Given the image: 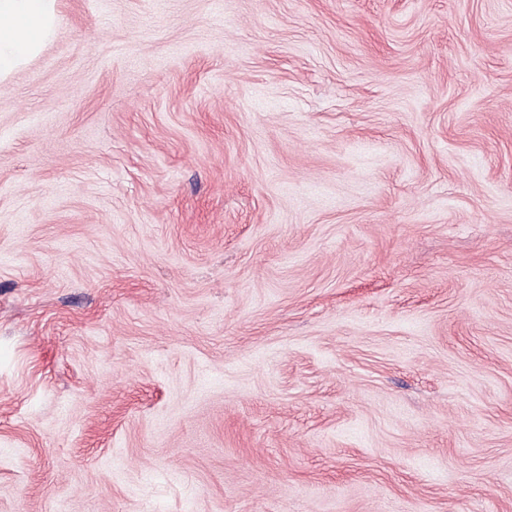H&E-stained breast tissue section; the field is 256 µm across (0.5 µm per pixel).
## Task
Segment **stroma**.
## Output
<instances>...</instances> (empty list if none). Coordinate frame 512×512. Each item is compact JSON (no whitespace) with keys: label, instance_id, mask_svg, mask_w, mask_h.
Returning <instances> with one entry per match:
<instances>
[{"label":"stroma","instance_id":"obj_1","mask_svg":"<svg viewBox=\"0 0 512 512\" xmlns=\"http://www.w3.org/2000/svg\"><path fill=\"white\" fill-rule=\"evenodd\" d=\"M0 80V512H512V0H58Z\"/></svg>","mask_w":512,"mask_h":512}]
</instances>
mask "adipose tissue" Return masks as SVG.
<instances>
[{
	"label": "adipose tissue",
	"instance_id": "ef3b65f1",
	"mask_svg": "<svg viewBox=\"0 0 512 512\" xmlns=\"http://www.w3.org/2000/svg\"><path fill=\"white\" fill-rule=\"evenodd\" d=\"M57 23L55 0H0V79L37 55Z\"/></svg>",
	"mask_w": 512,
	"mask_h": 512
}]
</instances>
